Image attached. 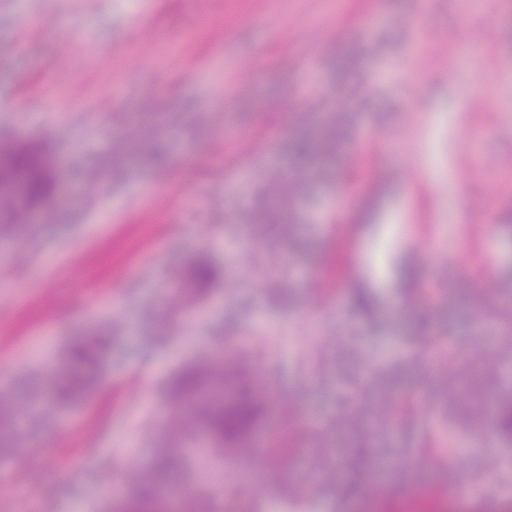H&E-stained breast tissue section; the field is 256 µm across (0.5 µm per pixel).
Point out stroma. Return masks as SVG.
<instances>
[{
    "mask_svg": "<svg viewBox=\"0 0 512 512\" xmlns=\"http://www.w3.org/2000/svg\"><path fill=\"white\" fill-rule=\"evenodd\" d=\"M200 22L191 0H0V139L47 142L61 162L56 197L25 228L0 238V394L32 371H51L66 343L112 322V351L89 401L44 417L19 412L15 446L0 462V512H99L110 486L177 410L164 391L180 366L205 353L236 354L256 388L278 401L245 457L211 462L189 447L203 482H222L219 512H289V491L321 483L314 512H361L373 490L404 497L448 485V454L471 483L455 512L512 500V446L490 416L452 428L431 367L447 355L454 387L512 391V324L499 301L462 304L434 264L456 265L468 288L494 287L512 266L498 221L512 205V0H212ZM346 51L356 70L333 68ZM352 114L333 169L297 200L296 245L265 230L270 268L246 217L304 124L340 106ZM153 125L163 165L113 157L114 142ZM377 210L352 259L385 306L379 329L357 317L349 285L313 302L330 279L329 243L369 194ZM200 252L230 273L195 308L176 309L177 273ZM412 255L422 300L393 286ZM290 289L275 303L272 282ZM409 320L391 323L393 308ZM494 337L479 348L480 336ZM406 370L416 382L385 392L373 382ZM387 401V434L362 449L356 484L328 470L344 451L336 427L357 396ZM290 404L301 448L264 495L233 472H264ZM390 466L374 471L373 461Z\"/></svg>",
    "mask_w": 512,
    "mask_h": 512,
    "instance_id": "35a3bbf8",
    "label": "stroma"
}]
</instances>
